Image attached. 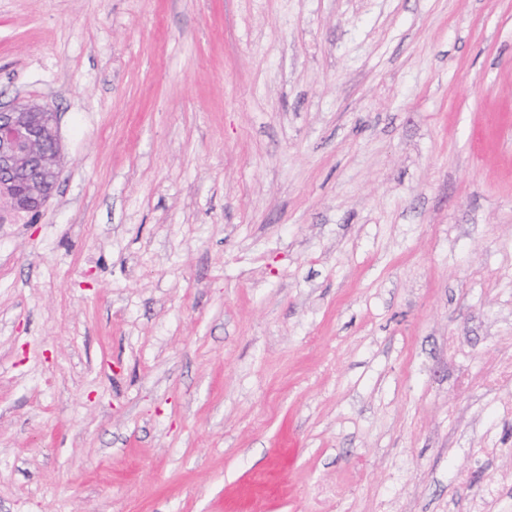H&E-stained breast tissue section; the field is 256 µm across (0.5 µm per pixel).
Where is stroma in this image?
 Instances as JSON below:
<instances>
[{"mask_svg":"<svg viewBox=\"0 0 512 512\" xmlns=\"http://www.w3.org/2000/svg\"><path fill=\"white\" fill-rule=\"evenodd\" d=\"M19 99L0 512H512V0H0ZM57 117L33 101L0 103V210L38 214L58 183Z\"/></svg>","mask_w":512,"mask_h":512,"instance_id":"obj_1","label":"stroma"}]
</instances>
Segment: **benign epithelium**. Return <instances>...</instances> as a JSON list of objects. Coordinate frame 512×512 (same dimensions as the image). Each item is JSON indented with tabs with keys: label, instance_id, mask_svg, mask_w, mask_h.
<instances>
[{
	"label": "benign epithelium",
	"instance_id": "7a95c632",
	"mask_svg": "<svg viewBox=\"0 0 512 512\" xmlns=\"http://www.w3.org/2000/svg\"><path fill=\"white\" fill-rule=\"evenodd\" d=\"M56 113L33 101L0 104V209L38 214L58 183Z\"/></svg>",
	"mask_w": 512,
	"mask_h": 512
}]
</instances>
